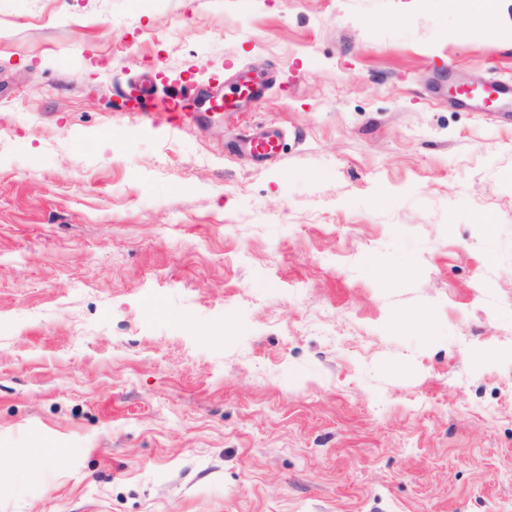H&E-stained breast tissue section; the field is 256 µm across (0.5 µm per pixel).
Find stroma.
Here are the masks:
<instances>
[{
	"label": "stroma",
	"mask_w": 512,
	"mask_h": 512,
	"mask_svg": "<svg viewBox=\"0 0 512 512\" xmlns=\"http://www.w3.org/2000/svg\"><path fill=\"white\" fill-rule=\"evenodd\" d=\"M491 9L0 0V512H512V99L448 92L512 83ZM149 92L150 83L147 78L130 83L120 93L115 106L124 112H141L145 105L143 99L149 97ZM193 90L204 95L209 101V109L215 112L234 109L242 100L257 102L264 97L257 83L245 78L241 79L229 93L214 90L211 86ZM509 90L507 83L493 81L487 83L478 95L470 90L461 91L459 102L461 105L468 107L475 99H479L484 106L490 102L499 101L509 93ZM250 154L257 160L266 161L276 159L280 155V139L275 132L267 133L261 137L243 136Z\"/></svg>",
	"instance_id": "obj_1"
}]
</instances>
